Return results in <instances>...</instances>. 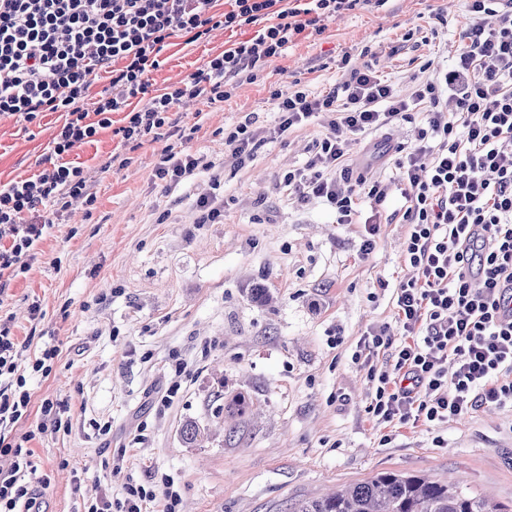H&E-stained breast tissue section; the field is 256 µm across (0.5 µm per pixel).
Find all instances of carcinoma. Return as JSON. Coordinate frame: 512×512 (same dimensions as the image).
I'll list each match as a JSON object with an SVG mask.
<instances>
[{"label":"carcinoma","mask_w":512,"mask_h":512,"mask_svg":"<svg viewBox=\"0 0 512 512\" xmlns=\"http://www.w3.org/2000/svg\"><path fill=\"white\" fill-rule=\"evenodd\" d=\"M181 436L189 445L202 441V431L193 421L184 423ZM284 512H512V509L475 496L456 483L385 471L321 497L298 499L289 503Z\"/></svg>","instance_id":"cac0c4a2"}]
</instances>
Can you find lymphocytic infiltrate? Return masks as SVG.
I'll list each match as a JSON object with an SVG mask.
<instances>
[{"mask_svg":"<svg viewBox=\"0 0 512 512\" xmlns=\"http://www.w3.org/2000/svg\"><path fill=\"white\" fill-rule=\"evenodd\" d=\"M0 0V117L39 123L60 113L49 150L51 163L29 178L0 185V278L30 269L39 243L74 200L94 209L81 166L68 156L80 145L113 130L129 151L147 139L177 132L172 113L183 98L216 104L228 100L242 80H255L290 43L321 35L325 18L385 0ZM474 17L461 35L451 68L399 96L371 62L341 63L340 89L315 95L303 88H273L279 131L316 118L327 127L315 140L305 166L285 173L281 186L297 203L317 199L338 223H354L360 199L375 213L392 190L406 202L402 221L410 276L397 287L398 330L367 329L363 349L387 352L385 369L369 366L374 385L369 413L384 422L445 423L482 407L512 405V0H470ZM255 26L246 40L231 42L179 85L154 89L149 74L176 36L205 42L211 31ZM108 84L94 109L85 101L97 77ZM422 107L426 122L417 143L395 162L397 185L355 175L348 163L354 136L409 120ZM124 112L113 127L112 115ZM260 128L244 121L224 131V160L241 168L254 157ZM204 155L166 151L154 177L166 190L194 182L211 169ZM50 213L36 222L34 214ZM0 314V512H41V496L30 477L39 468L29 436L13 429L37 413L39 433L71 427L67 400L44 399L33 406L28 377L49 376L59 348L38 354ZM180 493L170 478L145 488L128 484L121 497H85L76 512H176Z\"/></svg>","mask_w":512,"mask_h":512,"instance_id":"f902f5d3","label":"lymphocytic infiltrate"}]
</instances>
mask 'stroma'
<instances>
[{
	"label": "stroma",
	"mask_w": 512,
	"mask_h": 512,
	"mask_svg": "<svg viewBox=\"0 0 512 512\" xmlns=\"http://www.w3.org/2000/svg\"><path fill=\"white\" fill-rule=\"evenodd\" d=\"M468 0H386L329 18L319 38L290 44L255 81H244L220 105L197 98L180 104V124L195 127L186 149L215 164L230 203L218 224L197 221L196 199L208 187L165 192L153 177L168 141H145L126 152L111 131L68 156L83 166L97 195L93 214L75 202L38 246L24 277L7 283L0 305L15 315L16 333L39 347L51 341L60 362L50 377H31L33 404L69 400L72 429L36 436L31 446L51 477L44 512H74L80 495H120L125 483L173 477L178 512H284L302 496H319L385 470L435 481L455 477L468 491L512 504V407L478 409L441 424L384 423L366 411L372 388L355 356L373 325H396V287L408 275V232L397 212L381 224L374 252L360 258V224H340L319 201L299 204L280 187L282 173L303 167L318 121L279 137L270 86L301 85L315 94L344 79L343 54L360 64L370 49L379 75L400 94L423 79L426 61L450 68L459 34L471 21ZM447 25L431 28L433 13ZM230 32L210 42L176 41L151 79L175 84L220 53ZM252 120L272 131L253 161L224 163L221 129ZM424 120L370 130L356 140L353 167L373 180L397 171V150L413 145ZM58 116L39 125L0 119V184L44 166ZM131 156L124 167L113 157ZM212 174V175H213ZM169 211L167 223L156 216ZM269 290L260 306L250 290ZM39 300L44 320L30 321ZM186 372L176 376L175 363ZM180 382L165 411L156 391ZM245 396L250 406L225 439L220 396ZM204 428L201 447L184 443L186 421ZM110 422L98 434L93 422ZM389 444H382L383 436ZM120 472L105 468L117 452Z\"/></svg>",
	"instance_id": "obj_1"
}]
</instances>
